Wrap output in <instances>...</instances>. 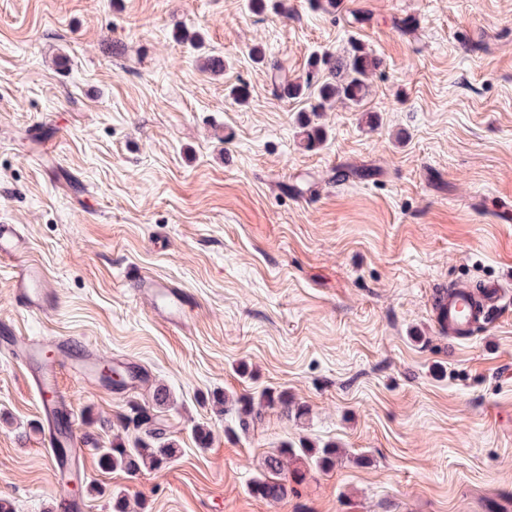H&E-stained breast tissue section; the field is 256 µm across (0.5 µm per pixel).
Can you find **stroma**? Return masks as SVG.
<instances>
[{
    "mask_svg": "<svg viewBox=\"0 0 512 512\" xmlns=\"http://www.w3.org/2000/svg\"><path fill=\"white\" fill-rule=\"evenodd\" d=\"M288 6L0 0V223L21 225L57 301L23 310L0 265V325L76 337L143 374L133 388L62 379L88 441L85 512H112L116 494L132 512H512V302L463 340L433 310L457 282L512 292V0ZM355 44L378 60L360 103L317 112L276 90L270 62L303 79ZM204 52L223 74L201 71ZM304 121L324 131L309 149ZM133 270L195 297L183 328L142 303ZM265 388L306 416L268 409L226 431L215 396ZM135 407L180 451L132 475L99 449L139 436L119 423ZM45 426L0 350L13 512L63 495ZM302 441L344 455L281 501L254 496L263 458Z\"/></svg>",
    "mask_w": 512,
    "mask_h": 512,
    "instance_id": "1",
    "label": "stroma"
}]
</instances>
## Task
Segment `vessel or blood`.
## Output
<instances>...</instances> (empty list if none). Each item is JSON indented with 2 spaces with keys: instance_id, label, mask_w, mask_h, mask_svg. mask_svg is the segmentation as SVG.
<instances>
[{
  "instance_id": "b4317fda",
  "label": "vessel or blood",
  "mask_w": 512,
  "mask_h": 512,
  "mask_svg": "<svg viewBox=\"0 0 512 512\" xmlns=\"http://www.w3.org/2000/svg\"><path fill=\"white\" fill-rule=\"evenodd\" d=\"M0 261L12 266L15 299L24 309L43 313L54 308L55 295L46 286L43 267L30 258L29 246L19 225L0 224ZM134 283L156 316L175 327L184 325V310L192 301L189 293L167 280L142 273L135 274ZM503 297L504 287L500 282H487L483 287L481 310L474 314L465 294L449 293L441 299L436 323L449 337L468 338L478 324L489 319ZM5 334L15 358L32 372L37 382L45 419L70 414L71 409L59 390V377L65 372L97 373L98 356L84 351L81 343L71 336L52 340L54 353L47 356L43 353L42 341L10 328Z\"/></svg>"
}]
</instances>
